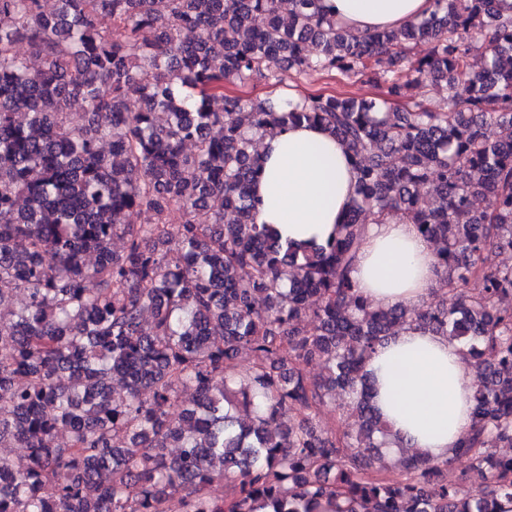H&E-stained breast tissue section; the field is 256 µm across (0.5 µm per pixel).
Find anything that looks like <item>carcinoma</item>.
<instances>
[{"label": "carcinoma", "mask_w": 512, "mask_h": 512, "mask_svg": "<svg viewBox=\"0 0 512 512\" xmlns=\"http://www.w3.org/2000/svg\"><path fill=\"white\" fill-rule=\"evenodd\" d=\"M57 2L0 0V448L27 449L0 456V512H322L338 498L337 512H497L512 499V457L493 452L512 447V265L498 261L512 252V9L434 0L421 20L357 33L324 0ZM423 39L432 53L411 56ZM317 70L365 75L387 98L277 109L224 93ZM424 71L451 91L448 111L414 94ZM301 123L339 139L357 173L321 246L284 245L255 220L254 138ZM394 216L435 244L445 279L418 310L375 308L351 279L366 225ZM406 325L469 346L460 475L411 448L389 475L365 363ZM338 391L355 430L316 426ZM468 479L490 489L464 494Z\"/></svg>", "instance_id": "1"}]
</instances>
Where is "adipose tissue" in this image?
<instances>
[{
    "label": "adipose tissue",
    "mask_w": 512,
    "mask_h": 512,
    "mask_svg": "<svg viewBox=\"0 0 512 512\" xmlns=\"http://www.w3.org/2000/svg\"><path fill=\"white\" fill-rule=\"evenodd\" d=\"M357 32L396 28L427 17L432 0H327ZM263 166L254 186L256 221L282 242H327L356 196L352 159L322 127L298 124L259 144ZM436 249L407 221L368 225L352 280L377 307L421 304L437 278ZM367 371L374 404L390 429L391 453L414 448L448 460L472 425L474 379L456 340L418 326L399 331L372 353Z\"/></svg>",
    "instance_id": "obj_1"
}]
</instances>
